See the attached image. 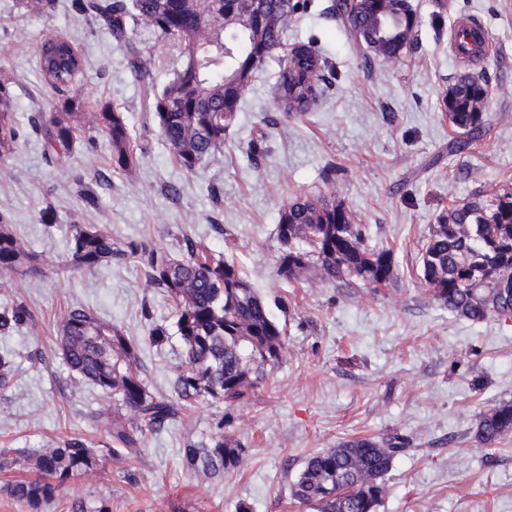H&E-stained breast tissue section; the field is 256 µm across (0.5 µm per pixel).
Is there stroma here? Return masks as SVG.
<instances>
[{
	"instance_id": "35a3bbf8",
	"label": "stroma",
	"mask_w": 512,
	"mask_h": 512,
	"mask_svg": "<svg viewBox=\"0 0 512 512\" xmlns=\"http://www.w3.org/2000/svg\"><path fill=\"white\" fill-rule=\"evenodd\" d=\"M329 2L313 0L294 30L316 40L332 69L320 106L285 117L269 93L277 66L267 63L243 95L223 156L188 172L142 112L146 88L124 48L73 0H56L46 15L0 0V82L10 89L19 130L13 152L0 158V216L38 257L0 282V311L28 313L0 329V355L13 364L0 388V449L38 450L68 435L106 441L92 417L111 410V401L72 383L56 345L60 317L72 306L133 339L149 392L171 393L165 364L179 361L182 344L175 335L160 348L147 339L152 326H170L172 310L148 282L146 255L72 271L75 225H103L123 248L137 242L174 253L183 238L204 241L238 263L287 336L280 364L239 407L195 404L147 434L137 458L109 460L101 473L67 483L50 512H66L76 499L93 512L103 505L110 512H236L242 502L251 512H310L290 494L310 454L394 433L409 445L391 462L378 512H512V432L489 449L474 439L480 416L512 401V319H459L419 280L422 245L450 202L512 185V0H413L417 47L390 66L366 59L322 15ZM462 15L486 27L492 48L478 75L492 95L485 136L452 153L444 102L464 72L450 48ZM49 32L85 56L71 88L81 111L124 112L134 139L146 145L136 171L112 167L110 142L95 128L70 158L51 162L32 129L34 116L61 109V93L37 65ZM331 165L342 172L330 185L324 172ZM100 173L107 181L91 205L82 190ZM296 194L343 205L364 225L367 245L392 248L394 283L378 290L316 278L284 284L275 229L282 204ZM219 427L242 444L244 461L210 480L186 466L183 447Z\"/></svg>"
}]
</instances>
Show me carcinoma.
Here are the masks:
<instances>
[{
  "mask_svg": "<svg viewBox=\"0 0 512 512\" xmlns=\"http://www.w3.org/2000/svg\"><path fill=\"white\" fill-rule=\"evenodd\" d=\"M75 8L95 18L126 50L135 79L152 81L151 63L140 55L137 25L149 29L166 51L181 61L173 78L143 101L152 114L173 160L185 171L224 151L240 111L245 89L269 60L278 67L271 94L285 115L313 111L327 84V65L311 41L288 40V27L310 7L309 0H222L224 27L203 23L210 0L194 6L186 0H74ZM326 12L340 22L350 40L380 63L414 49L419 27L412 0H334ZM44 79L64 93L85 67L84 56L66 39L47 35L41 42ZM491 87L484 79H457L445 100L449 122L462 135L448 146L464 151L486 132L485 105ZM86 113L77 101L64 100L62 111L39 115L34 128L51 146L66 151L81 139ZM92 123L108 136L112 166L130 171L139 164L124 113L105 109ZM19 136L7 88L0 85V156L11 152ZM276 236L283 252L277 275L298 283L314 274L341 287L358 283L386 288L396 278L393 251L365 246L363 226L343 205L321 196H294L279 211ZM182 257L131 243L114 246L112 235L97 224H77L70 243L73 268L96 270L112 260L143 251L149 283L169 302L175 333L183 345L171 367L173 393L151 395L141 378L136 345L114 325L73 306L60 322V348L74 380L99 388L115 403L111 417L94 421L107 428L111 444L91 448L70 437L33 454L0 451V469H34L44 477L11 483L9 495L35 510L58 501L65 483L97 472L112 457L137 453L146 433L157 432L202 399L231 410L264 384L267 369L286 350L283 329L268 312L264 298L233 261L212 255L191 238ZM20 237L0 217V277L33 264ZM420 280L431 298L457 317L481 323L512 317V187L488 194L479 189L464 202H453L431 226L422 248ZM512 431V402L503 401L480 418L475 440L485 448ZM409 441L398 435L343 441L311 455L292 483L294 500L316 512H377L386 496L384 476L392 458ZM244 450L224 434L219 422L209 441L184 448L187 467L208 477L240 468Z\"/></svg>",
  "mask_w": 512,
  "mask_h": 512,
  "instance_id": "1",
  "label": "carcinoma"
}]
</instances>
